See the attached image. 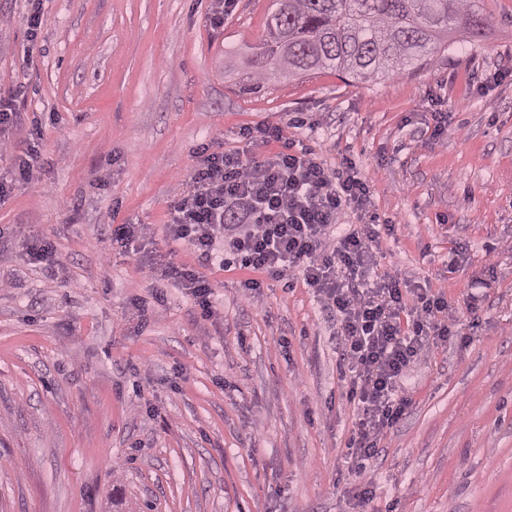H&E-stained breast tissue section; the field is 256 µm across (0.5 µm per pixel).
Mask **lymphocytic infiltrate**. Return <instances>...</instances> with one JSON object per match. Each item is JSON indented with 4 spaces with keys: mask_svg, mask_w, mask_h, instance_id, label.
I'll return each mask as SVG.
<instances>
[{
    "mask_svg": "<svg viewBox=\"0 0 512 512\" xmlns=\"http://www.w3.org/2000/svg\"><path fill=\"white\" fill-rule=\"evenodd\" d=\"M18 117L14 94L0 93V156L10 155L28 181L42 163L41 127L33 125L26 143L15 145L10 132ZM237 139L233 150L197 147L186 189L169 206L165 235L188 246L197 266L157 257L149 270L183 288L205 318L214 285L201 269L216 259L253 271L244 283L251 290L264 277L301 275L339 322L346 398L359 409L350 447L353 456L371 459L385 429L410 405L398 394L401 378L429 345L452 334L448 302L391 272L376 273V248L394 227L372 211L374 184L355 164L328 168L283 126L266 121L240 127ZM272 142L279 150L267 151ZM348 213L356 221L346 226Z\"/></svg>",
    "mask_w": 512,
    "mask_h": 512,
    "instance_id": "obj_1",
    "label": "lymphocytic infiltrate"
}]
</instances>
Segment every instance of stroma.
I'll use <instances>...</instances> for the list:
<instances>
[{
    "label": "stroma",
    "instance_id": "stroma-1",
    "mask_svg": "<svg viewBox=\"0 0 512 512\" xmlns=\"http://www.w3.org/2000/svg\"><path fill=\"white\" fill-rule=\"evenodd\" d=\"M272 0H0V93L41 120L45 163L0 204V512H512V0H477L479 44L376 81L322 70L248 91ZM448 131H430L434 102ZM316 119L314 127L296 120ZM268 121L373 180L395 231L378 271L442 294L457 330L401 385L410 406L358 478L333 314L295 277L245 294L213 264V314L155 280L197 259L163 226L194 151ZM143 224L138 254L109 227ZM57 249L54 275L27 239ZM485 279L470 310L469 284ZM163 292L154 314L138 303ZM373 497L362 501L363 479ZM44 23L45 16L42 11L41 0H29L25 15V25L30 41L34 42L37 40Z\"/></svg>",
    "mask_w": 512,
    "mask_h": 512
}]
</instances>
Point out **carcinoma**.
Instances as JSON below:
<instances>
[{
	"label": "carcinoma",
	"mask_w": 512,
	"mask_h": 512,
	"mask_svg": "<svg viewBox=\"0 0 512 512\" xmlns=\"http://www.w3.org/2000/svg\"><path fill=\"white\" fill-rule=\"evenodd\" d=\"M486 24L471 0H273L255 86L322 69L389 75L436 54L456 30L478 40Z\"/></svg>",
	"instance_id": "obj_1"
}]
</instances>
